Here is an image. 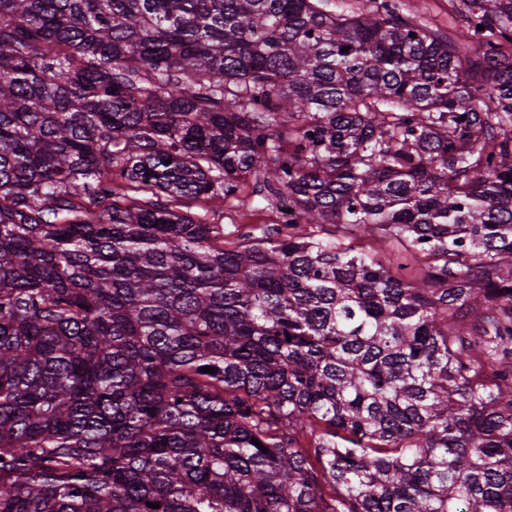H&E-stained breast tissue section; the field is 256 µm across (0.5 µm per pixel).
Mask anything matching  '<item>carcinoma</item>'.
I'll return each instance as SVG.
<instances>
[{
    "mask_svg": "<svg viewBox=\"0 0 512 512\" xmlns=\"http://www.w3.org/2000/svg\"><path fill=\"white\" fill-rule=\"evenodd\" d=\"M509 176L512 0H0V512H512ZM411 11L430 25L448 30L451 6L448 0H405ZM260 208L253 211H246L243 214L235 211L233 208L226 207L224 213L210 215V221L214 224L224 225V246L230 247V242L235 240L236 225H251L254 228L262 227L265 224H274L275 210L271 206L263 203ZM282 217L278 213L276 220L282 222Z\"/></svg>",
    "mask_w": 512,
    "mask_h": 512,
    "instance_id": "obj_1",
    "label": "carcinoma"
}]
</instances>
